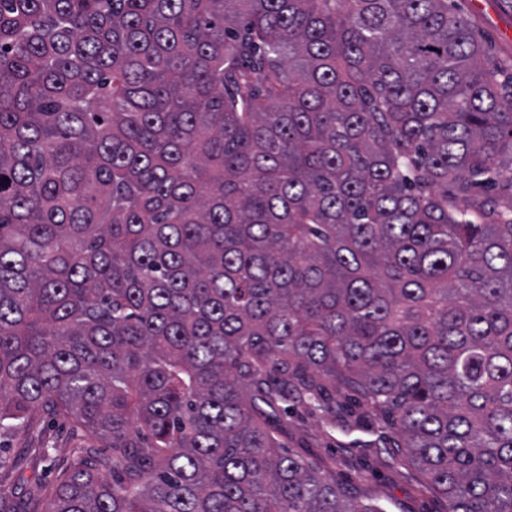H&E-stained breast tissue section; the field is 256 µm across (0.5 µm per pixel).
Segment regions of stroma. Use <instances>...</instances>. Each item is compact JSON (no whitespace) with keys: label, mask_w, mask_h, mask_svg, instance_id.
Returning <instances> with one entry per match:
<instances>
[{"label":"stroma","mask_w":512,"mask_h":512,"mask_svg":"<svg viewBox=\"0 0 512 512\" xmlns=\"http://www.w3.org/2000/svg\"><path fill=\"white\" fill-rule=\"evenodd\" d=\"M453 5L471 21L485 64L497 70L500 82L512 81V0H454ZM274 430L288 453L320 466L387 512H444L443 501L423 477L389 456L395 432L387 420L362 412L342 394H333L325 409L289 410ZM78 443L71 420L31 415L25 429L0 432V482L10 488L52 485Z\"/></svg>","instance_id":"obj_1"}]
</instances>
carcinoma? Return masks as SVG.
Here are the masks:
<instances>
[{
    "label": "carcinoma",
    "instance_id": "carcinoma-1",
    "mask_svg": "<svg viewBox=\"0 0 512 512\" xmlns=\"http://www.w3.org/2000/svg\"><path fill=\"white\" fill-rule=\"evenodd\" d=\"M448 0H0V512H385L283 451L387 415L512 512V88ZM79 442L71 420L49 421L33 414L25 429L0 432V480L10 488L35 482L50 486ZM42 448H50V454L43 455Z\"/></svg>",
    "mask_w": 512,
    "mask_h": 512
}]
</instances>
